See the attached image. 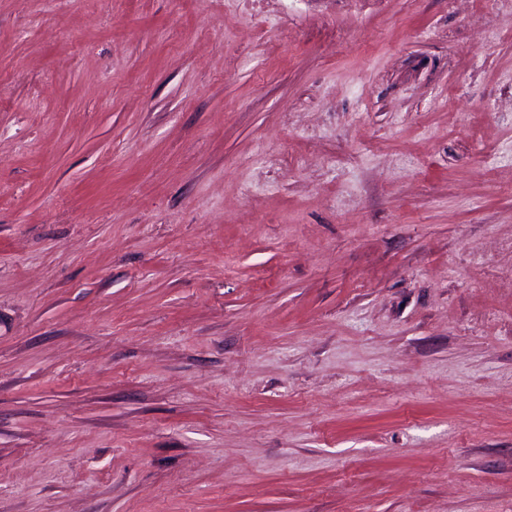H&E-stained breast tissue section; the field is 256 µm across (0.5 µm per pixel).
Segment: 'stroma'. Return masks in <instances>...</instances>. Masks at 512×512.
I'll list each match as a JSON object with an SVG mask.
<instances>
[{"instance_id":"1","label":"stroma","mask_w":512,"mask_h":512,"mask_svg":"<svg viewBox=\"0 0 512 512\" xmlns=\"http://www.w3.org/2000/svg\"><path fill=\"white\" fill-rule=\"evenodd\" d=\"M0 512H512V0H0Z\"/></svg>"}]
</instances>
